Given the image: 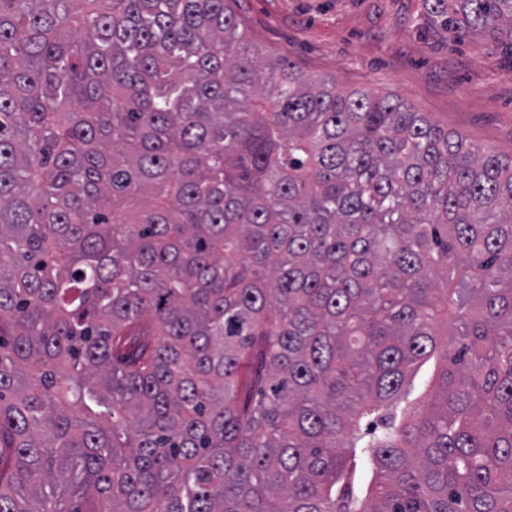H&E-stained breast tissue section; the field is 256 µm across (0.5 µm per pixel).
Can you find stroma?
I'll return each mask as SVG.
<instances>
[{"instance_id": "stroma-1", "label": "stroma", "mask_w": 512, "mask_h": 512, "mask_svg": "<svg viewBox=\"0 0 512 512\" xmlns=\"http://www.w3.org/2000/svg\"><path fill=\"white\" fill-rule=\"evenodd\" d=\"M252 47L347 91L388 93L512 156V51L435 30L424 0H233Z\"/></svg>"}]
</instances>
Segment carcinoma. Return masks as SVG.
I'll return each instance as SVG.
<instances>
[{
  "instance_id": "carcinoma-1",
  "label": "carcinoma",
  "mask_w": 512,
  "mask_h": 512,
  "mask_svg": "<svg viewBox=\"0 0 512 512\" xmlns=\"http://www.w3.org/2000/svg\"><path fill=\"white\" fill-rule=\"evenodd\" d=\"M244 43L0 0V512H512V157Z\"/></svg>"
}]
</instances>
